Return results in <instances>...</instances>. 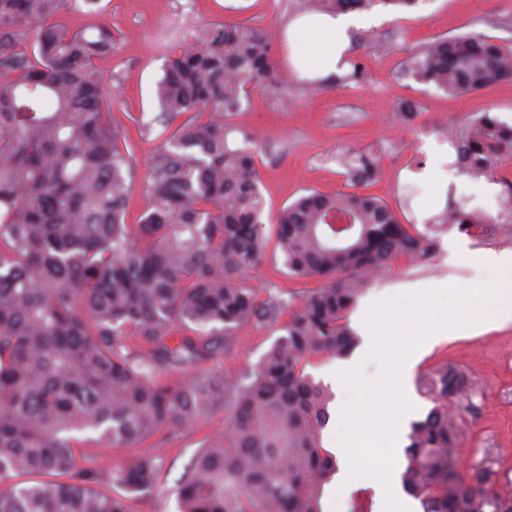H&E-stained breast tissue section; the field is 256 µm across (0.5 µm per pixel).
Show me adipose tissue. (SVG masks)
<instances>
[{
  "instance_id": "obj_1",
  "label": "adipose tissue",
  "mask_w": 512,
  "mask_h": 512,
  "mask_svg": "<svg viewBox=\"0 0 512 512\" xmlns=\"http://www.w3.org/2000/svg\"><path fill=\"white\" fill-rule=\"evenodd\" d=\"M360 24V18L350 13L296 15L284 31L288 65L309 80L344 70L353 32Z\"/></svg>"
}]
</instances>
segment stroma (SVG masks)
Returning <instances> with one entry per match:
<instances>
[{
  "mask_svg": "<svg viewBox=\"0 0 512 512\" xmlns=\"http://www.w3.org/2000/svg\"><path fill=\"white\" fill-rule=\"evenodd\" d=\"M102 0L104 10L93 15L65 14L70 28L111 26L112 54L99 66L112 86V121L125 134L126 147L146 172L156 146L145 136L159 107L156 87L163 76L170 47L190 40L194 30L208 23L246 21L266 27L275 36V61L286 87L256 90L243 102L232 122L257 135L260 191L265 211L274 215L306 190L326 194L344 191L339 157L349 150H382V163L363 193L386 202L404 220L428 224L447 200L497 219L495 200L503 187L492 178L473 179L458 172L448 157L446 131L479 112L491 111L512 124V79L470 94L451 95L435 86L404 77L406 61L427 41L457 35H481L512 46V0H420L407 13L367 11L368 25L357 29L352 56L363 62L359 82L344 83L338 76L308 81L284 62L282 38L288 21L302 12V0ZM414 103L412 120L399 112ZM478 251L512 252L505 229L494 237L476 240L457 231L439 235V248L428 264L396 263L393 272L375 281L350 315L358 326L367 303L410 285L437 279L452 282L486 280L487 275L461 258L460 246ZM257 286L284 290L315 288L316 279L290 277L279 251L268 249L252 273ZM284 333L282 324L237 327L217 364L232 375L256 364ZM455 367L481 382L486 396L473 428L470 447L498 450L497 469L512 477V321L478 336H456L431 345L416 365L415 374L441 364ZM224 432V412L216 410L191 426L161 432L132 448H102L86 444L82 453L89 467H120L141 453L163 461L159 490L127 497L129 512H179L177 487L203 445Z\"/></svg>",
  "mask_w": 512,
  "mask_h": 512,
  "instance_id": "35a3bbf8",
  "label": "stroma"
}]
</instances>
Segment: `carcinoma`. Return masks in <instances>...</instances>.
Listing matches in <instances>:
<instances>
[{"instance_id": "carcinoma-1", "label": "carcinoma", "mask_w": 512, "mask_h": 512, "mask_svg": "<svg viewBox=\"0 0 512 512\" xmlns=\"http://www.w3.org/2000/svg\"><path fill=\"white\" fill-rule=\"evenodd\" d=\"M305 2L338 14L418 0ZM99 3L0 0V512H127L126 493L158 486L162 462L145 453L101 473L79 464L81 444L129 448L218 408L224 437L181 479L179 512H322L337 470L323 447L332 394L306 365L354 352L349 316L400 258L425 264L438 232L470 236L491 218L453 202L421 229L405 224L358 191L380 154L353 152L340 160L350 190H309L274 221L289 274L321 285L259 298L251 273L268 244L259 155L253 134H229L250 91L283 87L273 42L257 25L224 22L168 51L154 118L162 142L142 180L141 219L129 224L137 164L98 66L112 29L57 21ZM404 75L476 92L512 79V48L443 37ZM448 142L461 173L489 177L512 150V126L483 112ZM285 313V335L257 365L233 378L208 365L221 350L213 337L227 346L236 327ZM418 385L432 407L410 426L407 492L423 512H512L495 449H475L461 467L478 383L444 364ZM23 475L40 480L22 486Z\"/></svg>"}]
</instances>
